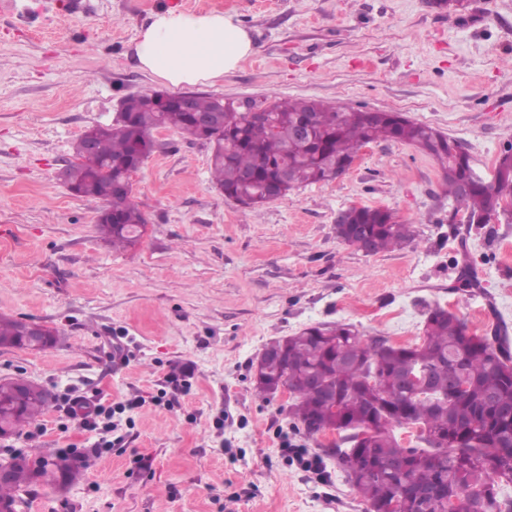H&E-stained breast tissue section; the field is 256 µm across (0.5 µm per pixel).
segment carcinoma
Instances as JSON below:
<instances>
[{
  "instance_id": "carcinoma-1",
  "label": "carcinoma",
  "mask_w": 512,
  "mask_h": 512,
  "mask_svg": "<svg viewBox=\"0 0 512 512\" xmlns=\"http://www.w3.org/2000/svg\"><path fill=\"white\" fill-rule=\"evenodd\" d=\"M193 94L186 109L174 93L147 90L121 101L126 118L79 135L67 169L75 194L105 201L112 219L96 225L114 250L137 246L147 230L144 214L123 189L128 167L153 154V131L176 129L212 149V182L229 199L249 208L286 196L302 186L343 175L357 152L378 141L416 146L432 155L444 171L448 197L457 200L469 177V156L447 136L394 112L341 110L318 101L279 99L265 107L269 119L248 118L244 106ZM224 107V126L202 127L201 112ZM305 119L311 135H299ZM92 147H87V140ZM461 205L464 215L484 227L512 223V155H502L491 181L471 183ZM336 236L373 255L412 238L409 225L384 208L352 206ZM27 321L0 316V348L29 349L22 335ZM423 342L395 346L368 339L347 323L305 328L269 346L283 356L262 360L255 390L263 398L279 384L292 397L291 416L309 435L326 429L343 433L349 450L336 448L341 466L367 504L380 510L401 492L402 512H420L413 492L439 485L448 497L462 496L471 512H512L499 499L497 480H512V343L498 331L469 332L466 323L436 306L426 313ZM416 365L432 375L424 395H414L405 378ZM49 399L37 386L24 398L0 384V431L19 432L43 415ZM416 425L423 448L403 449L394 429ZM45 482L69 483L79 477L62 461L38 458ZM27 466L0 482V501L19 506V491L36 484Z\"/></svg>"
}]
</instances>
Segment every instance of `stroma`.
Masks as SVG:
<instances>
[{
  "label": "stroma",
  "mask_w": 512,
  "mask_h": 512,
  "mask_svg": "<svg viewBox=\"0 0 512 512\" xmlns=\"http://www.w3.org/2000/svg\"><path fill=\"white\" fill-rule=\"evenodd\" d=\"M221 11L255 51L198 92L258 102L302 98L398 112L455 140L491 176L512 145V0H10L0 7V315L59 331L41 351L0 350V376L50 390L51 408L0 455L87 466L64 486L35 485L19 512H365L334 454L338 436L297 429L290 395L262 398L264 348L318 323H348L394 344L423 340L428 307L470 332L512 333V224L493 235L448 221L438 161L376 142L349 170L248 209L212 183L209 148L153 133L132 200L147 232L116 251L96 230L103 201L71 193L57 171L88 127L108 125L123 98L159 89L136 57L153 15ZM352 205L385 208L411 241L368 255L336 236ZM468 255L476 287L458 291ZM130 355L113 365L116 347ZM190 372L189 391L169 384ZM121 448L95 455L63 403L110 406ZM153 460L139 470L138 457Z\"/></svg>",
  "instance_id": "obj_1"
}]
</instances>
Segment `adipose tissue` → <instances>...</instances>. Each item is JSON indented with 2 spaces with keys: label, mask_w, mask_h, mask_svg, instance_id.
I'll use <instances>...</instances> for the list:
<instances>
[{
  "label": "adipose tissue",
  "mask_w": 512,
  "mask_h": 512,
  "mask_svg": "<svg viewBox=\"0 0 512 512\" xmlns=\"http://www.w3.org/2000/svg\"><path fill=\"white\" fill-rule=\"evenodd\" d=\"M252 52L249 32L219 11L157 12L136 41L141 68L173 87L215 82Z\"/></svg>",
  "instance_id": "ef3b65f1"
}]
</instances>
